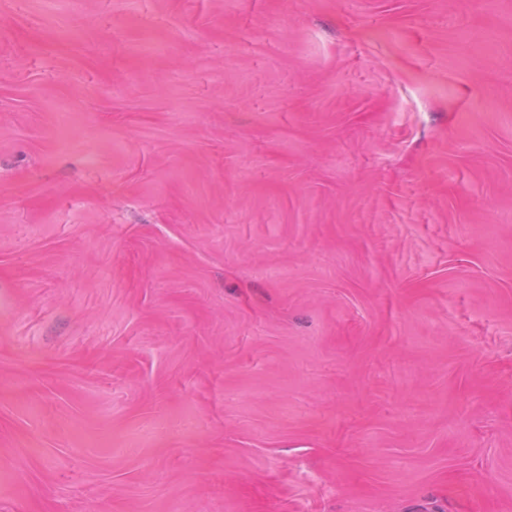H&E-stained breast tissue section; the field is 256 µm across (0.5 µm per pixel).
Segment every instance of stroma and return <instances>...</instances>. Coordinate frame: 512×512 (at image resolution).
Listing matches in <instances>:
<instances>
[{"mask_svg": "<svg viewBox=\"0 0 512 512\" xmlns=\"http://www.w3.org/2000/svg\"><path fill=\"white\" fill-rule=\"evenodd\" d=\"M0 512H512V0H0Z\"/></svg>", "mask_w": 512, "mask_h": 512, "instance_id": "obj_1", "label": "stroma"}]
</instances>
